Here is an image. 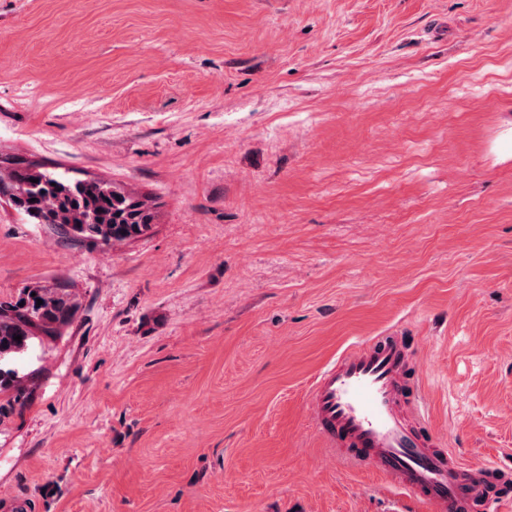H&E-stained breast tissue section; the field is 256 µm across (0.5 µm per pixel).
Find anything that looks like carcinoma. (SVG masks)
Instances as JSON below:
<instances>
[{
    "mask_svg": "<svg viewBox=\"0 0 512 512\" xmlns=\"http://www.w3.org/2000/svg\"><path fill=\"white\" fill-rule=\"evenodd\" d=\"M2 197L29 224H55L76 239L104 245L138 238L156 220L149 199L120 183L72 179L17 158L0 159ZM39 299L43 304H37ZM77 312L69 292L39 285L0 300V363L27 350L36 338L61 335ZM29 396L17 371L0 366V418L25 407Z\"/></svg>",
    "mask_w": 512,
    "mask_h": 512,
    "instance_id": "1",
    "label": "carcinoma"
}]
</instances>
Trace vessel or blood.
I'll return each mask as SVG.
<instances>
[{"label": "vessel or blood", "mask_w": 512, "mask_h": 512, "mask_svg": "<svg viewBox=\"0 0 512 512\" xmlns=\"http://www.w3.org/2000/svg\"><path fill=\"white\" fill-rule=\"evenodd\" d=\"M408 350L400 337L351 345L327 363L308 391L307 412L331 455L381 472L432 512H472L488 499L495 468L435 449L408 413Z\"/></svg>", "instance_id": "1"}]
</instances>
